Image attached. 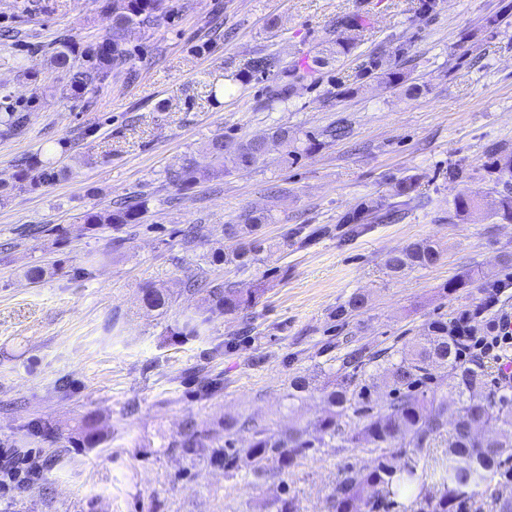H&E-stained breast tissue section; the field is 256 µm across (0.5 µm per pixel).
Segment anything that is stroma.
<instances>
[{
  "instance_id": "1",
  "label": "stroma",
  "mask_w": 512,
  "mask_h": 512,
  "mask_svg": "<svg viewBox=\"0 0 512 512\" xmlns=\"http://www.w3.org/2000/svg\"><path fill=\"white\" fill-rule=\"evenodd\" d=\"M415 2L169 0L170 18L127 34L128 63L71 99L50 58L63 37L86 46L108 35L105 0H0V29L14 32L0 39V107L26 116L21 134L0 136V179L37 154L65 169L40 191L0 192V448L41 465L30 481L0 486V512H274L285 494L297 512H327L346 467L374 465L378 449L346 443L259 480L244 466L225 470L214 449L177 442L188 419L214 433L230 417L275 432L309 425L346 353L403 348L512 275L503 265L512 222L496 214L492 167L499 152L512 154V0H437L427 16ZM358 12L371 31L321 83L295 84L287 106L260 107L262 84L235 81L266 54L283 83L292 62L325 55L337 18ZM497 14L506 23L487 27ZM404 35V70L424 86L415 98L361 75L371 53ZM214 84L226 91L211 101ZM340 120L346 138L298 159L273 145L256 166L181 193L165 180L189 158L211 166L205 144L214 134L318 132ZM408 175L418 179L417 200L402 218L351 235L344 216L361 200L390 197ZM462 191L480 206L459 220L449 210ZM143 192L140 224L83 231L85 213ZM252 208L278 218L264 229L258 261L244 271L207 265L206 255L230 246L224 225ZM42 224L72 236L37 233ZM190 224L204 225L208 240L187 242ZM420 239L435 244L437 263L389 276L388 252ZM37 265L56 271L34 283L26 272ZM203 268L265 291L244 313L213 318L180 342L171 329L205 312L182 283ZM467 271L470 285L448 293ZM149 285L170 291L166 315L143 305ZM355 295L363 307L337 317ZM297 377L308 388L292 403ZM88 412L105 434L93 446L75 430ZM44 422L54 435L34 436Z\"/></svg>"
}]
</instances>
